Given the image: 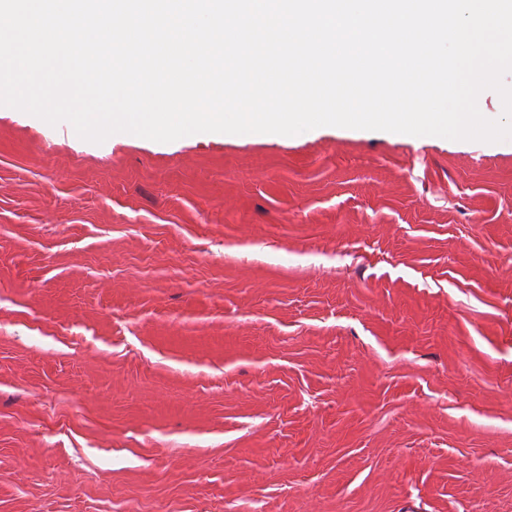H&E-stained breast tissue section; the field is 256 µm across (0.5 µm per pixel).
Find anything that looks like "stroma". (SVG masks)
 <instances>
[{
	"label": "stroma",
	"instance_id": "obj_1",
	"mask_svg": "<svg viewBox=\"0 0 512 512\" xmlns=\"http://www.w3.org/2000/svg\"><path fill=\"white\" fill-rule=\"evenodd\" d=\"M0 512H512V141L0 106Z\"/></svg>",
	"mask_w": 512,
	"mask_h": 512
}]
</instances>
